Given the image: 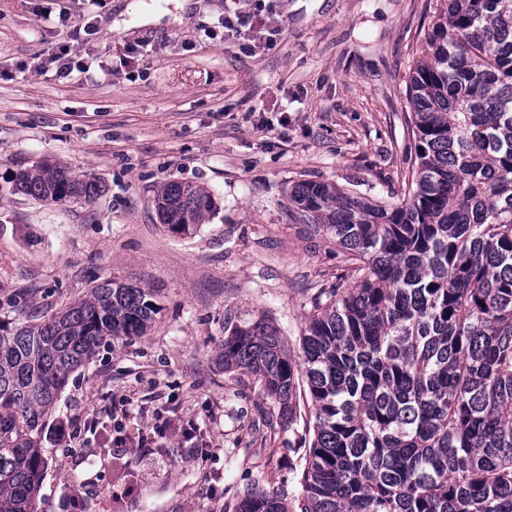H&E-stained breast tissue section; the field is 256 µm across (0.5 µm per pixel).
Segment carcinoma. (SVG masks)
Masks as SVG:
<instances>
[{"mask_svg": "<svg viewBox=\"0 0 512 512\" xmlns=\"http://www.w3.org/2000/svg\"><path fill=\"white\" fill-rule=\"evenodd\" d=\"M415 167L395 204L305 180L294 219L336 239L354 278L312 301L303 371L265 317L224 326L226 369L254 376L311 435L290 473L235 512H512V0H440L408 85ZM15 191L92 202L91 178L51 164ZM154 206L180 235L215 209L169 181ZM150 291L106 280L59 315L0 322V512H38L44 420L68 375L109 339L141 336Z\"/></svg>", "mask_w": 512, "mask_h": 512, "instance_id": "obj_1", "label": "carcinoma"}]
</instances>
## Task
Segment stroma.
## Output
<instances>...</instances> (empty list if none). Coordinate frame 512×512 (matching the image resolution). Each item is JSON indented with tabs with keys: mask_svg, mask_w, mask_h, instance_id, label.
Listing matches in <instances>:
<instances>
[{
	"mask_svg": "<svg viewBox=\"0 0 512 512\" xmlns=\"http://www.w3.org/2000/svg\"><path fill=\"white\" fill-rule=\"evenodd\" d=\"M0 0V321L60 313L115 279L148 289L143 336L102 345L72 372L43 429L40 512H234L239 496L286 482L299 451L253 376L225 370L224 325L265 316L291 349L321 290L349 283L335 239L296 223L288 193L332 182L403 197L416 138L407 81L436 0H195L181 22L144 25L173 0ZM271 18L259 44L225 10ZM70 46L89 67L38 71ZM50 162L95 179L93 202L45 204L15 174ZM177 180L216 208L191 235L154 207ZM107 413L108 427L80 433ZM170 421L145 453L116 426ZM191 429L185 441L182 429Z\"/></svg>",
	"mask_w": 512,
	"mask_h": 512,
	"instance_id": "stroma-1",
	"label": "stroma"
}]
</instances>
